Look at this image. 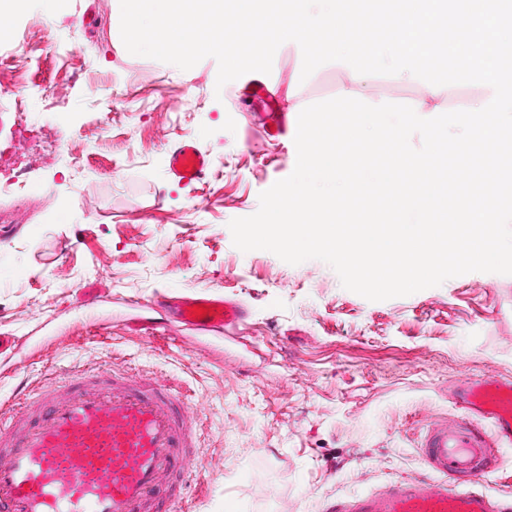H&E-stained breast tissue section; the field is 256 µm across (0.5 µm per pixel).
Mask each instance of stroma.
I'll list each match as a JSON object with an SVG mask.
<instances>
[{
    "instance_id": "1",
    "label": "stroma",
    "mask_w": 512,
    "mask_h": 512,
    "mask_svg": "<svg viewBox=\"0 0 512 512\" xmlns=\"http://www.w3.org/2000/svg\"><path fill=\"white\" fill-rule=\"evenodd\" d=\"M120 21L115 0H61L50 15L29 0L0 41V335L14 340L0 420L61 371L173 386L199 442L164 483L188 512H322L429 477L421 439L460 416L454 383L512 379V275L370 301L323 261L240 251L229 222L295 168L289 84L320 102L341 72L302 78L301 50L284 44L270 73L220 87L214 58L182 70L130 54ZM259 82L272 104L252 97ZM186 139L211 161L194 186L166 166ZM195 291L239 303L243 325L203 336L153 309Z\"/></svg>"
}]
</instances>
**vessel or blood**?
<instances>
[{
  "label": "vessel or blood",
  "instance_id": "vessel-or-blood-1",
  "mask_svg": "<svg viewBox=\"0 0 512 512\" xmlns=\"http://www.w3.org/2000/svg\"><path fill=\"white\" fill-rule=\"evenodd\" d=\"M210 166L190 140L168 156L169 171L187 185ZM168 307L203 332L236 330L246 317L239 304L205 292L170 297ZM455 397L463 416L431 425L422 440L432 478L339 498L325 512H512V502L476 488L493 447L512 444V381L466 379ZM184 407L148 379L71 378L64 396L47 392L0 429V512H148L163 477L192 457Z\"/></svg>",
  "mask_w": 512,
  "mask_h": 512
}]
</instances>
